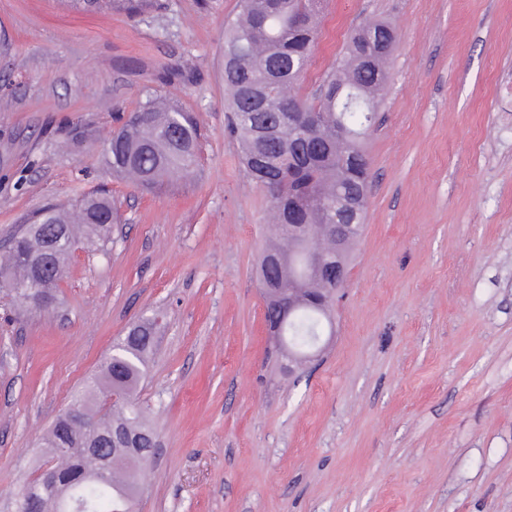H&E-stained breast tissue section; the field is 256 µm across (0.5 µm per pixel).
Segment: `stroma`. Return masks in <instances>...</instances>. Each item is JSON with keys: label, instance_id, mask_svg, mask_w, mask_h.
Returning a JSON list of instances; mask_svg holds the SVG:
<instances>
[{"label": "stroma", "instance_id": "35a3bbf8", "mask_svg": "<svg viewBox=\"0 0 512 512\" xmlns=\"http://www.w3.org/2000/svg\"><path fill=\"white\" fill-rule=\"evenodd\" d=\"M237 9L0 0V242L96 190L121 215L110 242L71 254L51 312L0 288V512L146 319L136 398L156 447L135 512H512V0H324L301 95L358 26L389 23L395 42L336 334L293 374L256 278L270 198L224 130ZM149 90L200 132L194 173L153 192L103 161Z\"/></svg>", "mask_w": 512, "mask_h": 512}]
</instances>
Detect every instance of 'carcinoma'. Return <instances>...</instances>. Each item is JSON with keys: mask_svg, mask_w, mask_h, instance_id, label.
I'll list each match as a JSON object with an SVG mask.
<instances>
[{"mask_svg": "<svg viewBox=\"0 0 512 512\" xmlns=\"http://www.w3.org/2000/svg\"><path fill=\"white\" fill-rule=\"evenodd\" d=\"M321 0H239V11L224 20L226 127L242 149L247 178L271 198L269 250L289 251L285 224H313L312 244L328 251L333 237L322 225L336 223L330 205L336 191L356 200L368 194L365 140L387 78L381 44L394 32L370 23L350 35L342 65L332 70L310 97L298 92L318 37ZM373 54L366 66L360 53ZM347 136H336V127ZM198 129L192 115L172 99L148 91L131 119L112 136L106 163L112 174L143 189H154L193 169ZM112 196L84 197L72 211L43 209L5 244L0 277L12 283L44 277L43 287L58 288L73 241L106 242L112 235ZM326 315L298 309L285 328L288 344L309 354L316 347ZM154 345L153 324L134 326L109 357L101 375L72 397V406L93 422L58 418L44 447L57 459L53 486L27 484L37 512H133L140 486L134 474L139 451L155 445L145 416L135 402ZM123 399L101 410V385Z\"/></svg>", "mask_w": 512, "mask_h": 512, "instance_id": "carcinoma-1", "label": "carcinoma"}]
</instances>
